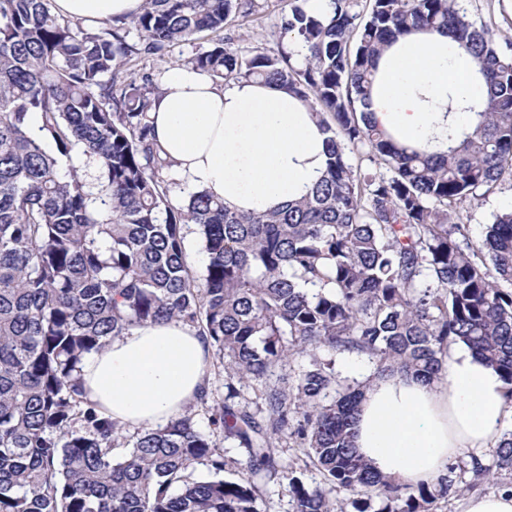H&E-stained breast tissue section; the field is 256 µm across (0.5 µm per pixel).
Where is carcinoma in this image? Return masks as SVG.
<instances>
[{
	"label": "carcinoma",
	"instance_id": "1",
	"mask_svg": "<svg viewBox=\"0 0 512 512\" xmlns=\"http://www.w3.org/2000/svg\"><path fill=\"white\" fill-rule=\"evenodd\" d=\"M51 0H0V512H260L257 477L285 482L292 512H333L304 481L377 500L378 512H435L453 488L374 473L354 445L366 386L344 383L334 355L360 353L377 376L429 384L461 345L493 368L512 406V210L479 247H462L457 206L512 177V52L462 0H288L272 53L222 36L254 0H143L139 41L83 28ZM216 35L188 60L214 80L275 86L309 104L326 135V169L304 197L241 212L205 191L168 198L175 167L153 135L152 78L131 64L170 44ZM448 35L471 57L485 95L459 106L448 150L401 146L368 110L383 52L400 35ZM39 117L33 135L29 115ZM55 152L46 148V143ZM96 160V181L60 158ZM207 263L196 274L184 226ZM177 321L205 338L224 371V400L205 384L197 404L156 428H126L90 399L87 355L147 323ZM296 354L309 364L283 386L263 380ZM256 382L258 412L235 404ZM246 448L224 456L213 437ZM294 440L302 465L283 464ZM210 477L194 478L197 467ZM493 478L512 473V431Z\"/></svg>",
	"mask_w": 512,
	"mask_h": 512
}]
</instances>
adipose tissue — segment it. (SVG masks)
<instances>
[{"instance_id":"1","label":"adipose tissue","mask_w":512,"mask_h":512,"mask_svg":"<svg viewBox=\"0 0 512 512\" xmlns=\"http://www.w3.org/2000/svg\"><path fill=\"white\" fill-rule=\"evenodd\" d=\"M58 14L110 20L139 12L143 0H54ZM471 59L448 37H399L380 62L370 112L404 143L448 146L449 97H479ZM149 119L158 144L197 187L242 211L301 198L325 169V137L301 100L244 79L216 85L186 65L171 67ZM210 360L204 339L181 324H149L89 355L83 380L92 400L119 424L154 428L196 400ZM505 412L502 383L471 355L446 362L443 384L399 375L374 380L355 424L358 453L382 476L431 484L469 448L495 447Z\"/></svg>"}]
</instances>
